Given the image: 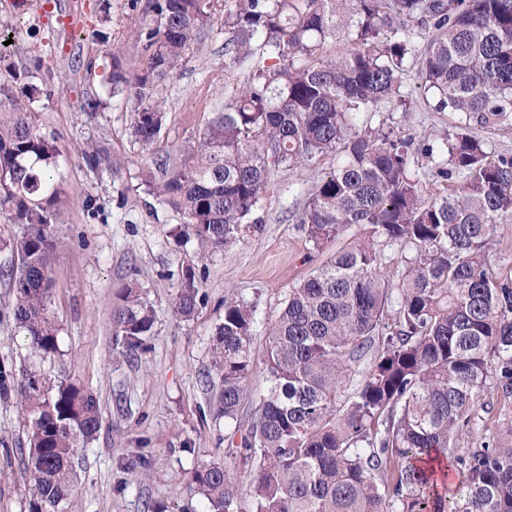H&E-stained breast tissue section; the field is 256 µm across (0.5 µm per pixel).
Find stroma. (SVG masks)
Wrapping results in <instances>:
<instances>
[{"instance_id":"obj_1","label":"stroma","mask_w":512,"mask_h":512,"mask_svg":"<svg viewBox=\"0 0 512 512\" xmlns=\"http://www.w3.org/2000/svg\"><path fill=\"white\" fill-rule=\"evenodd\" d=\"M0 0V56L27 70L34 119L54 137L58 180L65 202L57 233L63 241L51 259L52 310L60 359L34 354L11 319L8 275L16 265L10 237L16 228L0 212V364L15 376L37 370L50 379L67 372L91 391L102 415L93 441L77 448L63 512H206L193 470L202 463L235 464L241 506L250 504V473L236 458L240 434L252 411L237 421L213 419L206 380H217L213 339L224 320V299L235 295L256 306L258 323L275 318L289 288L326 259L306 241L296 216L316 180L336 166L327 156L311 166L280 167L258 211L262 227L226 250L202 253L179 234L181 213L160 203L145 183L154 157L184 154L198 143L217 112L232 102L254 68L245 61L224 66V0H212L211 22L201 42L187 50L159 89L165 118L153 151L131 135L133 101L113 94L112 54L140 61L143 32L160 18L147 0H52L75 16L68 32L53 17ZM407 106L385 113L388 125L415 143H428L454 125L458 114L432 112L419 98L415 71L403 83ZM104 148L111 168L84 159ZM201 277L204 301L194 317H174L171 299L186 268ZM138 280L154 311L155 334L146 353L130 356L112 341V291ZM146 469L130 468L137 456ZM28 482L19 457L0 454V512H28Z\"/></svg>"}]
</instances>
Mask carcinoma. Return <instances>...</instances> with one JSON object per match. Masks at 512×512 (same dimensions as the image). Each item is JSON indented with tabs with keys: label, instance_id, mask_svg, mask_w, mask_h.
<instances>
[{
	"label": "carcinoma",
	"instance_id": "1",
	"mask_svg": "<svg viewBox=\"0 0 512 512\" xmlns=\"http://www.w3.org/2000/svg\"><path fill=\"white\" fill-rule=\"evenodd\" d=\"M211 0H152L160 26L144 36L140 65L112 54V93L130 92L131 135L151 150L163 126L157 88L204 34ZM224 66L257 58L234 101L181 162L154 159L160 200L208 253L244 239L276 169L344 158L315 182L299 223L323 252L352 227L360 236L288 289L263 336L266 391L239 449L251 463V512H512V425L492 436L480 394L512 403V276L491 249L512 222V153L479 135L512 125V0H224ZM431 35L423 48L414 30ZM350 48L323 56L338 33ZM425 106L464 119L439 134L413 168V139L381 122L404 104L409 59ZM0 76V211L19 228L10 274L12 321L45 359L60 354L50 261L63 199L57 149L37 127L31 98ZM442 191L427 194V183ZM408 254L384 274V248ZM201 304L186 269L171 299L188 320ZM254 306L224 299L215 337L217 417L235 421L252 395ZM154 314L142 285L112 293V337L122 351L149 349ZM0 369V396L15 392L30 416L29 512H59L75 448L101 427L96 397L66 378L30 371L20 384ZM477 439L461 446L462 437ZM192 481L207 512H239L231 467L199 465Z\"/></svg>",
	"mask_w": 512,
	"mask_h": 512
}]
</instances>
